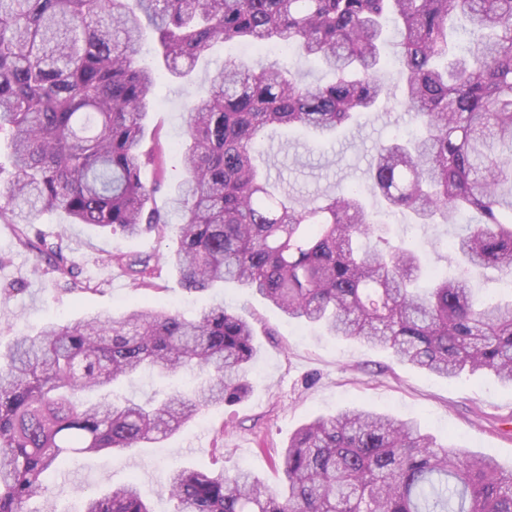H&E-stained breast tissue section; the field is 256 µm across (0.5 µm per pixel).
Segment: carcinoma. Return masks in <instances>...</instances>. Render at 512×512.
Segmentation results:
<instances>
[{
	"instance_id": "carcinoma-1",
	"label": "carcinoma",
	"mask_w": 512,
	"mask_h": 512,
	"mask_svg": "<svg viewBox=\"0 0 512 512\" xmlns=\"http://www.w3.org/2000/svg\"><path fill=\"white\" fill-rule=\"evenodd\" d=\"M149 32L156 66L137 57ZM242 40L285 45L334 80L225 61L185 105L176 246L106 261L139 288L164 266L189 290L233 283L425 373L488 370L512 385V290L480 308L472 288L484 269L512 280V0H0V141L12 165L0 222L32 249L29 230L49 210L101 232L165 234L161 182L141 179L148 165L166 167L160 137L145 147L155 89L162 72L188 80L213 44ZM390 65L416 133L380 147L370 190L393 212L454 229L450 276L383 237L360 191L297 206L255 164L266 128L301 127L323 143L374 111L389 97ZM254 336L222 303L188 320L144 300L13 337L0 352V512H29L72 452L165 441L243 399ZM146 369L200 382L162 399L87 398ZM276 466L279 492L245 471L176 468L172 512H512V468L362 407L301 425ZM78 512L152 510L133 479L84 496Z\"/></svg>"
}]
</instances>
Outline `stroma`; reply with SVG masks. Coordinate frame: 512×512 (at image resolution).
I'll use <instances>...</instances> for the list:
<instances>
[{
	"label": "stroma",
	"instance_id": "obj_1",
	"mask_svg": "<svg viewBox=\"0 0 512 512\" xmlns=\"http://www.w3.org/2000/svg\"><path fill=\"white\" fill-rule=\"evenodd\" d=\"M228 58L255 64L293 61L292 55L259 51L245 42L219 44L198 61L191 82L167 80L158 86L155 110L147 124L160 127L162 142L170 151L165 179L155 195L161 210L171 209L172 187L181 177L173 150L183 140V106ZM390 87L389 101L364 115L357 127L335 142L315 146L301 131L268 133L258 144L257 165L268 169L272 180L281 182L298 205L342 185L367 189L368 169L378 146L414 129L401 104L399 79H392ZM388 228L392 240L403 239L426 249L436 271H454L446 248L453 231L447 225L423 226L402 215ZM34 231L50 242L65 239L77 279L85 288L70 290L49 256H35L20 242L14 225L0 223L1 346L20 330L95 312L120 313L146 298L188 318L221 299L249 319L257 332L256 354L247 374L250 393L244 400L200 414L160 446L148 444L119 455L101 452L71 459L50 474L48 500L30 501L34 512L48 505L56 512H72L84 492L105 491L133 478L138 479L154 512H171L173 505L165 494L168 471L181 464L209 466V450L216 446L224 450L225 471L246 469L271 489H281L282 474L274 462L292 432L311 417L336 413L349 403L386 411L403 421H418L440 443L494 457L506 467L512 465V427L506 423L512 417V387L491 373L466 372L443 379L397 362L387 350L342 340L287 319L249 289L227 284L189 292L175 274L166 271L156 289L146 291L134 288L120 267L104 264L110 253L167 252L178 232L174 223L165 238L152 234L131 238L102 234L52 212L42 216Z\"/></svg>",
	"mask_w": 512,
	"mask_h": 512
}]
</instances>
